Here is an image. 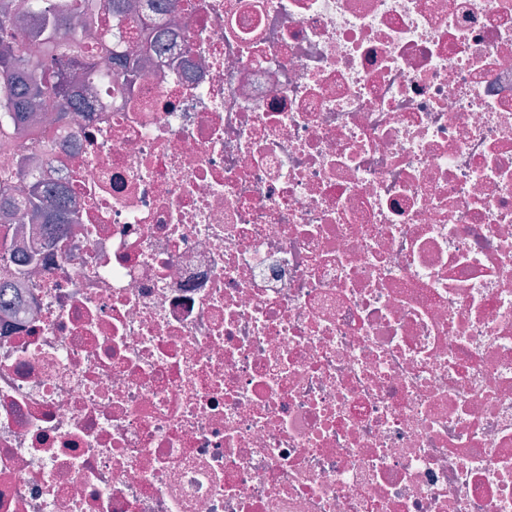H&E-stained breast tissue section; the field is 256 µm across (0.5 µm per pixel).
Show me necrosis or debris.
Listing matches in <instances>:
<instances>
[{
  "instance_id": "4bbe7bcc",
  "label": "necrosis or debris",
  "mask_w": 512,
  "mask_h": 512,
  "mask_svg": "<svg viewBox=\"0 0 512 512\" xmlns=\"http://www.w3.org/2000/svg\"><path fill=\"white\" fill-rule=\"evenodd\" d=\"M135 2L0 218V512H512V0ZM28 174L25 166H17L0 171V212L7 214L8 205H10L11 195L15 191L28 190L27 199L29 220L31 223L41 224H68L70 217L64 205L61 204V198L55 208L49 209L45 200L50 197L47 188L40 189L39 186H29L27 182Z\"/></svg>"
}]
</instances>
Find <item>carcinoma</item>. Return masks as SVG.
I'll return each mask as SVG.
<instances>
[{"instance_id":"carcinoma-1","label":"carcinoma","mask_w":512,"mask_h":512,"mask_svg":"<svg viewBox=\"0 0 512 512\" xmlns=\"http://www.w3.org/2000/svg\"><path fill=\"white\" fill-rule=\"evenodd\" d=\"M129 8L126 0H0V153L9 152L12 130L29 129L40 138L44 157L54 158L55 140L41 129L38 106L46 98L58 99L60 123L81 109L79 75L70 60L76 56L85 70H94L97 39L105 35L103 11L118 17ZM73 16L88 40L74 35ZM26 25L34 44L23 49L17 31ZM27 178L22 165L0 171V211L8 210L13 192L26 190L31 222L70 223L64 205L48 208V189L28 185Z\"/></svg>"}]
</instances>
